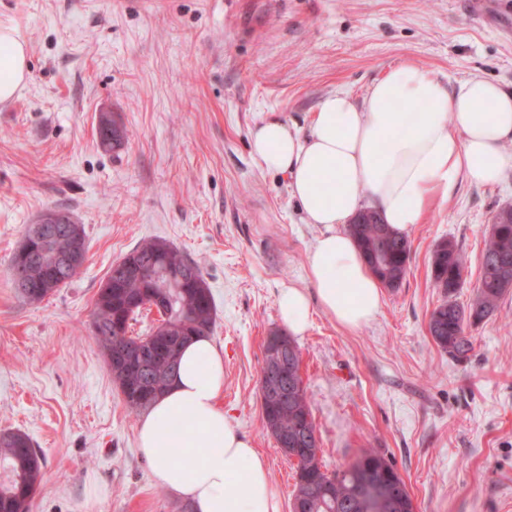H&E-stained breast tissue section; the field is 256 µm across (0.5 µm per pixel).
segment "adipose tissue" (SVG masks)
<instances>
[{
	"label": "adipose tissue",
	"instance_id": "1",
	"mask_svg": "<svg viewBox=\"0 0 512 512\" xmlns=\"http://www.w3.org/2000/svg\"><path fill=\"white\" fill-rule=\"evenodd\" d=\"M28 74L27 49L0 26V102ZM512 90L475 75L448 87L407 62L376 81L363 102L327 95L308 134L277 118L255 127L251 151L260 166L290 178L309 223L323 224L308 257L311 289L283 288L279 312L292 333L304 332L311 305L340 326L368 323L382 305L380 283L354 240L340 232L364 205L404 233L422 223L459 180L490 186L512 167ZM224 357L209 338L184 350L169 390L145 412L138 444L156 483L192 512H280L265 458L228 421L219 403ZM184 464H175V455Z\"/></svg>",
	"mask_w": 512,
	"mask_h": 512
}]
</instances>
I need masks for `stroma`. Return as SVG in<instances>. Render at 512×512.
<instances>
[{
  "label": "stroma",
  "mask_w": 512,
  "mask_h": 512,
  "mask_svg": "<svg viewBox=\"0 0 512 512\" xmlns=\"http://www.w3.org/2000/svg\"><path fill=\"white\" fill-rule=\"evenodd\" d=\"M0 24L28 46L27 80L0 104V429L26 432L45 455L32 512L179 510L89 329L112 264L148 239L201 268L224 412L266 458L287 512L296 464L264 428L258 375L267 336L283 328L279 292L309 287L325 227L308 223L289 177L260 167L250 133L272 116L308 132L324 96L362 101L406 62L451 87L478 74L512 89V0L479 19L461 0H0ZM104 112L124 134L112 150L97 135ZM508 204L512 168L494 185L461 183L408 232L407 275L361 328L313 307L295 342L328 470L375 448L418 512H512V292L471 329L466 361L427 330L443 300L434 248L449 240L465 255L455 299L468 303ZM50 208L84 226L87 260L31 305L10 260Z\"/></svg>",
  "instance_id": "1"
}]
</instances>
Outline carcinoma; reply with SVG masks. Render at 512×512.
<instances>
[{
	"label": "carcinoma",
	"instance_id": "1",
	"mask_svg": "<svg viewBox=\"0 0 512 512\" xmlns=\"http://www.w3.org/2000/svg\"><path fill=\"white\" fill-rule=\"evenodd\" d=\"M98 135L101 144L115 148L122 144L121 130L112 116H99ZM496 224L484 242L478 286L465 305L454 300L464 283L465 256L449 240L439 243L431 256V278L434 286L444 291L445 299L435 307L428 319V330L435 344L456 360L473 350L468 330L482 324L500 307V301L512 289V206L501 208ZM346 232L360 250L366 264L381 284L396 289L408 272L411 243L387 224H349ZM156 257L160 264L178 270L184 279L182 288L167 309L163 328L143 336L129 334L131 322L147 309L131 308L128 298L142 294L140 283L130 277L115 279L107 274L100 286L92 318V336L104 353L113 381L118 385L126 407L142 413L169 387L168 369H178L182 351L195 337L209 336L215 327L214 302L210 288L199 266L178 249L162 240H148L127 257ZM31 287L18 292L28 303H41L77 273L66 274L47 284L37 267L27 269ZM122 324L123 334L114 331ZM159 347L160 354L147 370L112 365V358L122 349ZM288 381L299 385L300 394L293 401L278 406L259 396L264 428L275 436L286 431L301 437L302 446L284 455L298 457L293 494L307 499L306 512H365L357 489L365 480L385 484L393 490L390 512H416L406 483L392 462L375 448L362 449L345 468L329 472L323 466L307 465V458L320 450L317 428L312 419L311 403L304 388L300 368L288 374ZM0 512H31L32 502L43 478L44 458L33 447L29 436L18 429L0 430Z\"/></svg>",
	"mask_w": 512,
	"mask_h": 512
}]
</instances>
